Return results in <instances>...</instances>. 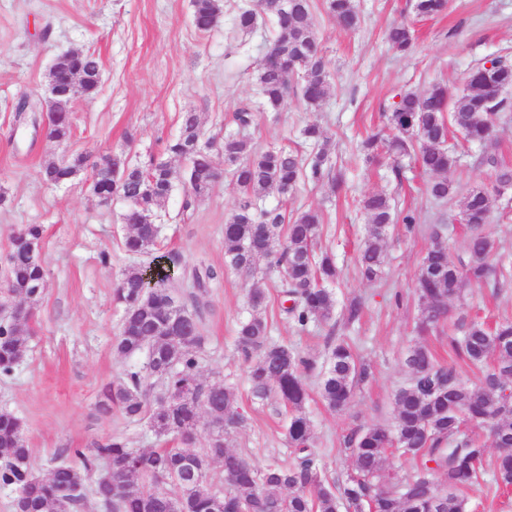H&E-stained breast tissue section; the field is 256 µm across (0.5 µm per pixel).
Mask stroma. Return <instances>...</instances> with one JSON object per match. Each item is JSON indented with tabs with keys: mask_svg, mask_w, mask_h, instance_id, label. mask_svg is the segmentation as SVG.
Returning a JSON list of instances; mask_svg holds the SVG:
<instances>
[{
	"mask_svg": "<svg viewBox=\"0 0 512 512\" xmlns=\"http://www.w3.org/2000/svg\"><path fill=\"white\" fill-rule=\"evenodd\" d=\"M243 3L221 0L216 26L201 32L193 24L191 0H0V260L19 227L39 224L47 272V287L34 305L29 347L12 375L0 377V411L22 421L29 467L37 475L60 462L66 448H87L112 437L132 448L159 445L145 425L126 423L117 411L101 407L103 389L120 382L125 369L112 343L123 315L113 290L135 263L122 246L120 215L126 204L116 198L100 205L89 191L87 169L68 185H49L40 175L43 164L79 154L119 153L141 165L164 157L183 112H200L206 137L218 139L234 130L233 111L243 101L255 107L249 134L258 148L285 145L310 154L300 131L318 123L332 138L331 162L345 178L338 191L327 181L305 182L289 198L272 193L263 200L290 214L321 211L318 245L334 254L341 271L336 301L342 306L357 297L364 303L353 326L301 332L280 311L277 285L268 286L266 313L274 340L320 362L329 334L346 336L371 367L370 379L349 409L331 411L317 397L307 406L316 451L331 477L345 479L351 469L343 440L352 429L392 420L393 393L408 378L403 357L417 339L413 284L430 243L429 229L449 225V254H464L467 231L458 221L459 200L473 186L491 184L494 171L481 164L480 148L451 137L459 155L451 174L455 193L436 202L425 193L429 174L412 158L384 152L369 164L361 143L382 126V114L398 93L424 92L437 83L461 90L475 63L512 55V0H449L447 11L431 19L416 16L414 0H357L361 25L354 31L328 17L326 0H314L318 41L336 82L317 112L307 111L296 96L280 111L265 110L256 70L273 29L262 22L252 31H237L233 22ZM398 23L415 34L414 47L405 55L386 42L388 29ZM71 49L99 54L102 82L95 95L75 101L73 135L58 143L17 122L13 108L23 96L43 102L54 58ZM377 191L392 195L400 209L414 211L417 223L411 231L391 226L381 278L369 284L355 265L367 229L358 201ZM238 196L226 175L198 201L190 219L180 215L179 190L159 209L160 248L180 256L178 280L188 279L202 261L223 267L224 224ZM252 281L251 275L225 269L223 279L210 282L204 295L201 370L204 377L236 389L246 423L230 437L234 450L259 467L274 460L289 465L293 457L281 427L283 408L272 399L252 400L247 365L235 346ZM466 314L489 323L512 318V283L496 290L468 289Z\"/></svg>",
	"mask_w": 512,
	"mask_h": 512,
	"instance_id": "35a3bbf8",
	"label": "stroma"
}]
</instances>
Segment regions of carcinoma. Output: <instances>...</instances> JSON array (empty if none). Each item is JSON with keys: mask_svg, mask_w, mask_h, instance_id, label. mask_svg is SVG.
<instances>
[{"mask_svg": "<svg viewBox=\"0 0 512 512\" xmlns=\"http://www.w3.org/2000/svg\"><path fill=\"white\" fill-rule=\"evenodd\" d=\"M193 23L200 32L218 21L219 0H192ZM447 7V0H415V12L435 16ZM327 12L346 30L357 28L360 17L356 0H327ZM267 16L276 27L257 67V85L263 105L279 110L291 90H296L311 112L318 111L331 96L335 81L319 47L312 0H256L240 8L235 28L253 30L258 19ZM388 42L399 52L414 45L411 29L402 24L389 30ZM491 74L485 65L474 67L463 93L445 85H434L423 93L407 90L386 115V129L362 142L369 162L379 151L414 155L420 167L433 175L427 183L428 196L444 201L454 193L449 175L456 157L448 148V136L457 133L468 143L486 145L500 113L508 108L502 93L512 88V59L494 58ZM101 68L100 58L90 51H78L59 58L48 79L58 71H75L81 77L80 94L95 95ZM238 131L224 138L204 140V126L196 112L182 115L179 134L171 139L168 155L184 162L175 169L167 160H153L146 166L128 164L108 175L99 174L102 192H123L133 203L122 214L126 227L123 246L131 255H149L161 232L159 224H144L171 196L176 184L187 185L181 211L190 217L197 201L207 195L219 178L212 147L224 156V167L238 189L235 213L224 224V267L257 274L248 289L249 316L240 323L237 347L248 362L246 379L253 399L277 398L288 414L285 440L295 462H277L258 468L241 453L230 449V435L244 426L245 416L234 387L208 380L200 371L204 347L202 320L189 311L181 327L173 325L176 307L188 308L180 285L174 283L168 266L180 265L176 254L153 258L157 288L142 290L147 267L136 266L123 273L115 288L114 301L123 308L121 328L114 343L118 356L128 361L124 378L105 389L104 399L115 406L129 423H144L155 436L176 446L141 450L130 448L120 438L96 442L90 448H66L72 459L49 470L38 485L27 476L30 455L21 420L0 411V485L16 490L14 512H59L64 492L80 489L68 499L66 512L83 505L92 491L106 512H220L215 501L235 502L244 512H470L468 492L492 472L497 488H512V319L505 318L489 329L479 321L448 332L450 360L439 359L417 342L404 357L409 377L393 395V422L353 430L343 441L351 460V471L342 481L329 478L315 451L316 439L306 405L310 388L308 374L317 372L322 400L333 410L352 403L356 389L370 376L346 336L327 342L328 354L322 365L305 357L286 343L272 341L271 324L265 316L266 281L280 283L285 306L281 311L297 327L327 325L336 317L335 285L339 271L332 254L317 253L315 240L323 223L320 211L312 208L289 216L278 206L261 207L258 201L274 190L281 197L293 195L306 182L331 181L341 189L342 177L332 175L328 133L315 122L301 131L313 145L311 158L297 150L272 146L254 147L245 134L253 122L252 108L243 104L234 113ZM73 134L72 114H48V136L57 142ZM86 163V157L60 160L42 167L44 181L65 185ZM495 197L486 185L469 190L461 201L469 240L465 254L455 258L439 245L445 224L431 229L432 243L416 274L419 325L425 332L445 325L449 304L462 306L464 293L472 286L498 288L512 281V262L494 259V242L486 233ZM367 234L356 262L360 276L368 282L379 279L389 228L399 222L411 230L416 217L398 210L394 198L370 193L360 200ZM43 227L26 224L12 237L0 283L19 299L33 300L38 286L46 280L45 269L30 261L31 243L41 241ZM224 272L212 265L192 271L189 294L199 307L198 294L207 283ZM363 303L349 302L341 312L343 324L359 321ZM29 319L15 313L13 306H0V376L13 373L30 339ZM481 383L467 384L457 369L462 361L481 369ZM210 414L213 422L224 423V432L205 439L193 448L201 418ZM488 431L497 453L491 470L485 468L486 446L472 434ZM395 447L411 464L398 474L384 467L387 449ZM112 471V488L103 489L100 467ZM222 467L224 486L215 489L209 480L214 465ZM202 477L195 485L189 470ZM96 475L92 487L87 479Z\"/></svg>", "mask_w": 512, "mask_h": 512, "instance_id": "1", "label": "carcinoma"}]
</instances>
